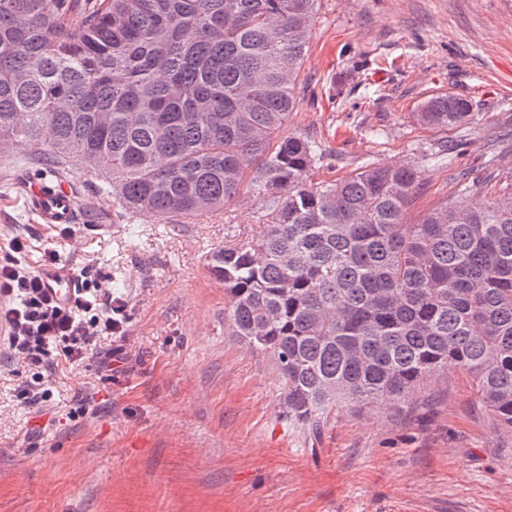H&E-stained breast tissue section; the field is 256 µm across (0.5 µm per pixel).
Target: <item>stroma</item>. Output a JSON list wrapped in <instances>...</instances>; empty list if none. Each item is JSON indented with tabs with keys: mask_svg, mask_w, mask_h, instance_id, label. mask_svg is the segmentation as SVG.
<instances>
[{
	"mask_svg": "<svg viewBox=\"0 0 512 512\" xmlns=\"http://www.w3.org/2000/svg\"><path fill=\"white\" fill-rule=\"evenodd\" d=\"M296 93L283 133L325 144L314 181L367 157L419 167L407 223L453 198L460 172L483 176L491 149V187L512 189V143L492 141L512 132V0H320ZM438 94L472 100L463 129L418 123ZM461 138L451 165L421 164ZM48 173L22 140L0 160V264L20 236L22 266L39 268L52 247L74 275L126 299L128 330L113 342L126 362L58 364L50 400L29 404V373L0 352V512H512V429L459 368L434 370L395 403L341 404L316 437L284 416L274 362L232 335L210 265L262 224L259 200L243 193L222 212L163 224L123 213L74 158L56 179L75 221L43 224L25 195Z\"/></svg>",
	"mask_w": 512,
	"mask_h": 512,
	"instance_id": "35a3bbf8",
	"label": "stroma"
}]
</instances>
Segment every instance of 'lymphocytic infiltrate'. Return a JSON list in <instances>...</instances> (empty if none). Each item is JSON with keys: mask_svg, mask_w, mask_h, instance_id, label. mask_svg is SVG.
Instances as JSON below:
<instances>
[{"mask_svg": "<svg viewBox=\"0 0 512 512\" xmlns=\"http://www.w3.org/2000/svg\"><path fill=\"white\" fill-rule=\"evenodd\" d=\"M129 319L127 302L102 293L98 283L80 282L74 302L63 306L38 271L17 263L0 266V324L8 350L38 374L61 361L78 366L94 357L101 367H111L121 352L102 350L101 342L125 337Z\"/></svg>", "mask_w": 512, "mask_h": 512, "instance_id": "lymphocytic-infiltrate-1", "label": "lymphocytic infiltrate"}]
</instances>
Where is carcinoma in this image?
I'll return each mask as SVG.
<instances>
[{"mask_svg": "<svg viewBox=\"0 0 512 512\" xmlns=\"http://www.w3.org/2000/svg\"><path fill=\"white\" fill-rule=\"evenodd\" d=\"M318 2L0 0V152L22 137L54 168L76 147L122 208L161 219L249 187L266 223L212 271L232 335L274 361L288 419L316 430L342 402H397L452 364L512 427V192L465 180L407 224L414 168L367 158L312 183L325 145L281 130ZM472 109L432 96L417 119L446 129Z\"/></svg>", "mask_w": 512, "mask_h": 512, "instance_id": "obj_1", "label": "carcinoma"}]
</instances>
